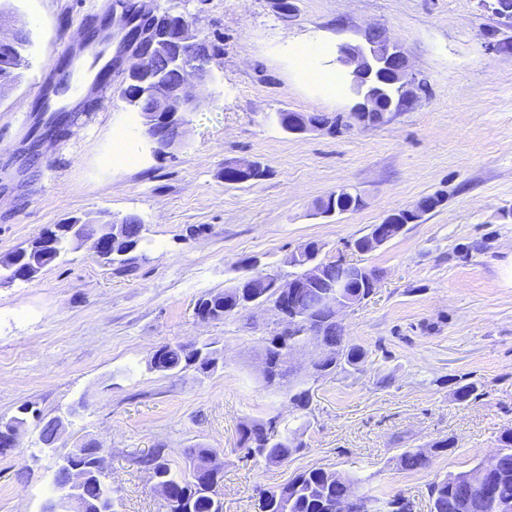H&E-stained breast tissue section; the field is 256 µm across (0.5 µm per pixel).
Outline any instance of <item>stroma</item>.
<instances>
[{"mask_svg":"<svg viewBox=\"0 0 512 512\" xmlns=\"http://www.w3.org/2000/svg\"><path fill=\"white\" fill-rule=\"evenodd\" d=\"M111 0H0L31 35L29 64L0 97V257L72 218L138 215L145 260L123 272L90 246L69 251L35 279L0 286V417L33 415L15 447L0 448V512H40L53 493L58 456L87 442L104 448L114 512H166L144 458L161 452L187 471L189 453L224 458L223 512H256L260 490L324 468L355 479L357 493L401 492L430 512L428 485L468 472L499 451L512 429V24L493 0H154L187 12L220 46L189 131L172 153L155 152L137 112L99 84L72 115L67 136L40 142L31 127L62 45L103 16ZM385 28L402 44L418 81L385 123L358 126L351 94L323 98L283 48L324 38L362 41ZM281 112L325 115L330 125L291 134ZM133 160H110L115 133ZM260 163L264 177L229 184L226 162ZM362 207L331 217L319 203L338 189ZM428 196L442 203L368 253L351 248L389 214ZM375 271L373 294L337 317L358 368L313 380L317 357H297L311 394L294 408L287 385H266L262 347L275 328L267 306L200 321L194 304L254 269L287 280L291 254ZM208 341L217 367L149 370L166 344ZM471 383L476 393L458 401ZM80 404L55 452L39 442V417ZM278 418L303 448L272 465L237 448L240 425ZM428 469L402 470L398 455L441 439Z\"/></svg>","mask_w":512,"mask_h":512,"instance_id":"1","label":"stroma"}]
</instances>
